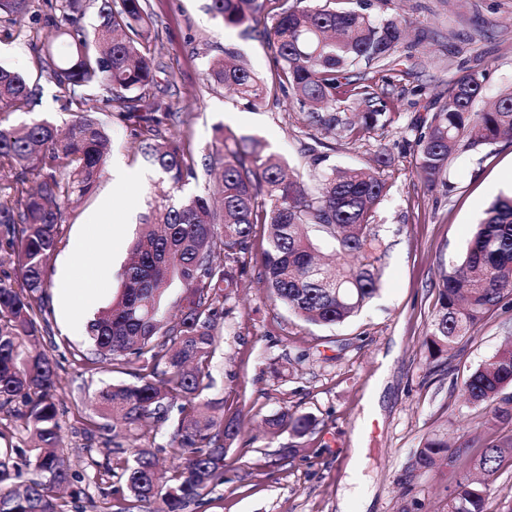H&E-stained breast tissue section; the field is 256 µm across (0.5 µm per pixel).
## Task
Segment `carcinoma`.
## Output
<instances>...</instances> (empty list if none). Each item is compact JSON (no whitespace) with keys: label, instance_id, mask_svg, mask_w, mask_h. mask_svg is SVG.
<instances>
[{"label":"carcinoma","instance_id":"obj_1","mask_svg":"<svg viewBox=\"0 0 512 512\" xmlns=\"http://www.w3.org/2000/svg\"><path fill=\"white\" fill-rule=\"evenodd\" d=\"M0 0V19L24 34L26 19L41 10L58 33L59 46L34 47L36 67L50 76L65 108L74 113L61 134L47 120L19 129L0 128V168L14 170L0 185V239L17 247L21 287L0 280V410L14 412L33 431L35 466L44 481L17 484L14 456L0 448V512H67L56 487L69 482L70 462L58 444L53 401L56 372L48 354L35 348L47 331L39 318L50 287L47 262L62 243L61 226L73 205L91 196L104 173L112 142L88 108L99 100L118 118L144 122L140 151L159 179L147 192V213L131 245V259L112 301L87 323L91 362L123 361L137 383L101 389L86 432L112 422L118 436L134 435L150 419L168 434L173 466L165 480L156 471L152 448L135 445L129 454L95 463L119 477V494L138 503L161 501V512H183L187 504L224 485V458L241 433L240 412L224 413V400L201 398L218 329L230 312L225 304L239 288L241 258L251 250L254 226L268 225L260 255L261 276L276 301L316 325L336 326L360 311L378 290L373 224L387 194L378 169L389 158L378 153L370 167L336 169L304 177L262 152L253 137L215 129L202 169L181 140L161 135L165 121L183 122L156 92L149 0ZM390 0H322L298 8L288 0H210L209 11L225 26L267 15L261 37L278 62L271 82L261 79L231 52L209 61L210 85L234 93L248 107L281 90L304 109V122L320 134L357 142L393 121L376 75L392 71L404 47L409 22L394 14L377 17L372 6ZM486 75L471 71L423 120L417 148L418 174L427 183L448 171L458 151L477 153L502 140L512 142V87L489 107L475 109ZM35 99L29 77L0 68V112L25 111ZM358 104L360 112L348 111ZM221 170L212 190L184 196V187ZM35 186H30V183ZM185 288L176 319L163 309L170 283ZM436 311L422 341L436 360L473 330L492 310L512 299V194L486 209L456 269L441 276ZM162 341H157V338ZM512 337L493 359L463 380L466 399L502 429L484 444L473 467L480 481H456L448 512H484L485 497L498 472L512 465ZM265 433L303 438L316 429L310 414L281 411L264 420ZM449 445L424 438L414 465L431 471L448 457Z\"/></svg>","mask_w":512,"mask_h":512}]
</instances>
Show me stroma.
Returning a JSON list of instances; mask_svg holds the SVG:
<instances>
[{
  "label": "stroma",
  "instance_id": "stroma-1",
  "mask_svg": "<svg viewBox=\"0 0 512 512\" xmlns=\"http://www.w3.org/2000/svg\"><path fill=\"white\" fill-rule=\"evenodd\" d=\"M149 3L160 95L187 118L183 125H164L165 136H188L197 154L221 126L260 139L266 153L305 172L359 166L379 150L391 157L382 172L388 193L374 217L379 291L351 320L315 325L269 299L255 262L266 245V229L255 226L245 257L247 273L220 329L211 386L203 392L223 400L227 410L242 411L245 424L224 459L223 486L186 512H337L351 454L361 444L367 447L363 474L369 496L353 499L350 512H447L456 479L468 473L480 448H470L453 466L430 472L412 469L411 459L422 439L435 432L446 434L453 445L467 433L497 436V429L483 427L482 409L465 400L461 385L469 370L489 361L504 338L512 336V303L489 313L469 339L437 360L426 357L421 343L435 311L441 274L459 263L491 201L512 192V142L501 141L478 154H456L447 174L426 185L417 175L416 124L429 117V105L442 101L449 84L467 71H486L484 100L512 86V0H391L390 12H401L413 34L423 37L408 47L407 59L392 78L394 120L357 143L330 139L318 163L302 152L315 132L306 127L293 95H272L249 108L203 77L209 58L230 51L258 76L271 79L276 62L258 24L223 26L208 13V0ZM26 29L20 37L14 27L0 23V66L31 73V46L47 42L51 30L40 17L27 19ZM98 117L111 130V161L121 163L130 178L115 184L103 174L94 193L63 224L65 244L49 262L51 286L43 313L48 332L41 346L57 372L60 448L73 473L64 497L76 512H159L160 502L140 506L108 497V484L92 479L93 461L130 442H115L106 431L85 434L83 424L92 414L89 398L106 385L130 384L134 378L125 364H88L86 332L67 331L63 317L62 296L81 274L73 254L82 252L87 263L96 264L105 240L110 254L104 265H97L95 307L116 295L146 212L139 200L156 178L138 152L137 122L105 111ZM71 118L61 108L56 85L44 76L31 111L0 113V125L19 128L47 119L62 127ZM106 210L112 213L108 227L99 222ZM283 410L315 416V431L299 440L286 433L272 440L260 436L262 419ZM0 431L21 450L16 458L21 481L40 479L23 421L0 411ZM291 443L297 444V453L282 457V447Z\"/></svg>",
  "mask_w": 512,
  "mask_h": 512
}]
</instances>
